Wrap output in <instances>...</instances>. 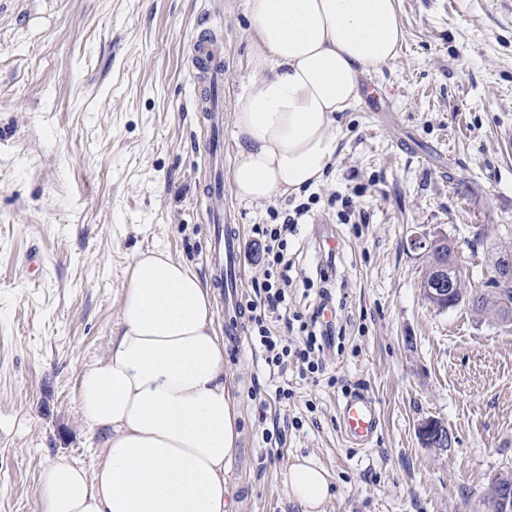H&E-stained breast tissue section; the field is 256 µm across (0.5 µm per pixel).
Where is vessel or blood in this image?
I'll list each match as a JSON object with an SVG mask.
<instances>
[{
	"mask_svg": "<svg viewBox=\"0 0 512 512\" xmlns=\"http://www.w3.org/2000/svg\"><path fill=\"white\" fill-rule=\"evenodd\" d=\"M196 77L205 94H215L224 83V58L220 43L206 29H198L188 43ZM201 118L209 128L210 177L203 195L209 202L207 216L213 229L207 263L215 273V285L224 291V334L232 345H239L241 312L239 310L242 246L231 225L224 222V115L213 102L200 106ZM342 438L350 447L372 446L381 433V411L373 396L360 391L346 396L336 408Z\"/></svg>",
	"mask_w": 512,
	"mask_h": 512,
	"instance_id": "1",
	"label": "vessel or blood"
}]
</instances>
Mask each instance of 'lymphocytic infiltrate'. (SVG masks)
Returning <instances> with one entry per match:
<instances>
[{
	"label": "lymphocytic infiltrate",
	"mask_w": 512,
	"mask_h": 512,
	"mask_svg": "<svg viewBox=\"0 0 512 512\" xmlns=\"http://www.w3.org/2000/svg\"><path fill=\"white\" fill-rule=\"evenodd\" d=\"M306 212L298 206L294 214L285 216L279 224H257L253 227L254 243L259 246L269 266L265 281L257 285L256 298L249 308L257 332L252 336L254 349L259 350L270 370L291 372L305 380L323 373L324 351L336 334V325L324 321L323 300L329 299L326 288L328 275L318 269L316 276L294 272L288 256L290 239L299 235V219ZM317 287L320 304L311 312H288V290L295 284Z\"/></svg>",
	"instance_id": "f902f5d3"
}]
</instances>
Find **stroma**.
<instances>
[{
    "mask_svg": "<svg viewBox=\"0 0 512 512\" xmlns=\"http://www.w3.org/2000/svg\"><path fill=\"white\" fill-rule=\"evenodd\" d=\"M397 58L339 113L325 184L269 202L224 197L242 234L243 301L267 264L252 225L309 211L291 241L313 272L337 240L332 301L346 328L315 379L270 378L249 340L226 354L242 436L226 474L238 512H302L290 459L328 473L321 512H479L512 471V330L424 299L409 240L440 235L483 287L512 247V0H399ZM224 37V170L238 158L233 109L250 75L244 0H0V512H37L39 474L63 458L94 471L97 436L76 390L105 359L128 271L162 249L208 279L207 136L188 41ZM350 208H343V200ZM349 220H342V213ZM289 385L290 399L276 400ZM365 390L383 413L370 448L347 447L336 407ZM442 419L447 451L417 426Z\"/></svg>",
    "mask_w": 512,
    "mask_h": 512,
    "instance_id": "35a3bbf8",
    "label": "stroma"
}]
</instances>
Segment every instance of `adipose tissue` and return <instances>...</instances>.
I'll use <instances>...</instances> for the list:
<instances>
[{
    "instance_id": "adipose-tissue-1",
    "label": "adipose tissue",
    "mask_w": 512,
    "mask_h": 512,
    "mask_svg": "<svg viewBox=\"0 0 512 512\" xmlns=\"http://www.w3.org/2000/svg\"><path fill=\"white\" fill-rule=\"evenodd\" d=\"M251 74L233 115L237 197L262 202L325 183L337 113L360 78L404 40L397 0H245ZM214 290L157 250L134 260L106 360L83 371L76 403L102 448L94 472L60 459L39 480L38 512H234L225 475L240 437L214 321ZM289 497L319 512L325 470L287 468Z\"/></svg>"
}]
</instances>
